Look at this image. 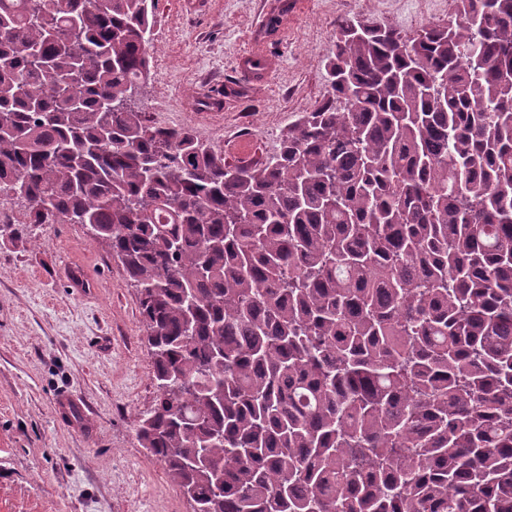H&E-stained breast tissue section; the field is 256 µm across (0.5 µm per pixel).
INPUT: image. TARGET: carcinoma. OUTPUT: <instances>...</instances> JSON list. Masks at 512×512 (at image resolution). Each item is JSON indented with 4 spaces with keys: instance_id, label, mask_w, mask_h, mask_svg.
<instances>
[{
    "instance_id": "carcinoma-1",
    "label": "carcinoma",
    "mask_w": 512,
    "mask_h": 512,
    "mask_svg": "<svg viewBox=\"0 0 512 512\" xmlns=\"http://www.w3.org/2000/svg\"><path fill=\"white\" fill-rule=\"evenodd\" d=\"M454 2L245 167L136 106L157 0H0V242L95 225L194 512H512V0Z\"/></svg>"
}]
</instances>
